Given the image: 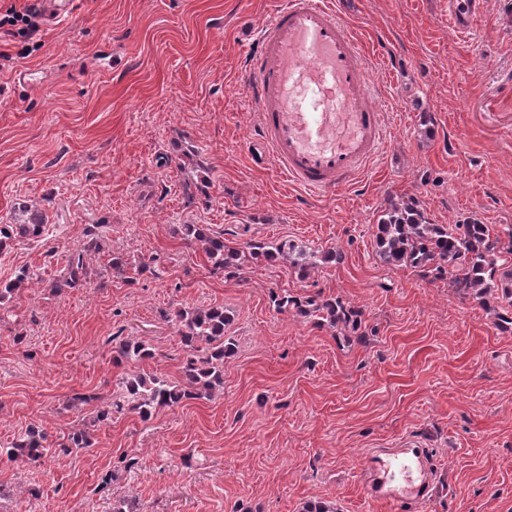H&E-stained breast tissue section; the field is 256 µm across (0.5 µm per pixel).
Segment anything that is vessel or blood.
Wrapping results in <instances>:
<instances>
[{
    "label": "vessel or blood",
    "instance_id": "obj_1",
    "mask_svg": "<svg viewBox=\"0 0 512 512\" xmlns=\"http://www.w3.org/2000/svg\"><path fill=\"white\" fill-rule=\"evenodd\" d=\"M483 12L484 0H459L450 17L467 31ZM244 74L256 158L273 161L290 183L314 193L349 188L382 153L387 127L369 58L333 0H279ZM432 466L429 449L412 441L372 451L363 491L371 502L418 512L430 499Z\"/></svg>",
    "mask_w": 512,
    "mask_h": 512
}]
</instances>
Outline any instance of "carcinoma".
I'll use <instances>...</instances> for the list:
<instances>
[{
  "label": "carcinoma",
  "instance_id": "carcinoma-1",
  "mask_svg": "<svg viewBox=\"0 0 512 512\" xmlns=\"http://www.w3.org/2000/svg\"><path fill=\"white\" fill-rule=\"evenodd\" d=\"M16 224L0 227V250L15 240L36 241L45 232V218L41 211L24 205ZM92 225L87 232L89 241L75 247L69 255L61 278L51 284L56 289L75 288L88 275L86 259L90 252L103 250L102 236ZM176 233L187 243L199 247L207 257L212 270L235 274L246 257H264L268 261L287 260L300 278H307L319 265L336 258L330 251L306 254L294 252L288 241L275 244H252L248 250L227 245L224 234L212 233L203 224H179ZM376 246L379 257L389 265L411 267L435 279L448 280L451 287L483 300L495 299L512 307V262L504 256L499 231L491 224L471 220L465 224H432L413 203H394L380 215L376 226ZM38 274L23 269L13 281L0 286V305L10 301L18 289L33 284ZM271 300L279 310L294 309L304 316H317L355 333L361 325L357 311L348 309L334 299L296 298L288 294H272ZM164 318L178 326L180 342L186 351L182 379L170 382L152 374L127 375L119 382L121 388L115 409H103L97 421L112 419V411L127 408L142 420L151 417L160 408L177 407L187 400L211 399L224 386V357L234 350L232 337L224 335L229 322L224 307L180 308ZM116 357L127 363L153 356L142 342L127 338L119 341ZM48 438L35 425L11 443L7 456L27 464H39L44 458ZM57 446L66 452L78 453L91 447L88 428L80 425L63 436Z\"/></svg>",
  "mask_w": 512,
  "mask_h": 512
}]
</instances>
